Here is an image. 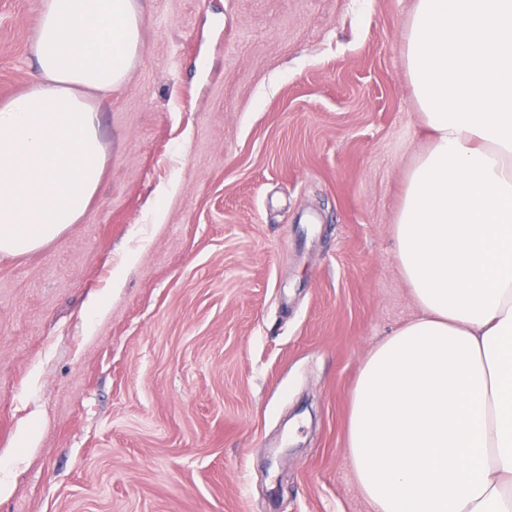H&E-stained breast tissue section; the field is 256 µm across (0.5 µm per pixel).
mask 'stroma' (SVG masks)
I'll use <instances>...</instances> for the list:
<instances>
[{"label":"stroma","instance_id":"obj_1","mask_svg":"<svg viewBox=\"0 0 512 512\" xmlns=\"http://www.w3.org/2000/svg\"><path fill=\"white\" fill-rule=\"evenodd\" d=\"M40 2L0 0V101ZM414 5L146 0L136 65L95 96L96 198L0 257V512H373L346 423L418 312L391 233L426 146Z\"/></svg>","mask_w":512,"mask_h":512}]
</instances>
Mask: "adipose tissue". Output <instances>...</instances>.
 Returning <instances> with one entry per match:
<instances>
[{
	"label": "adipose tissue",
	"mask_w": 512,
	"mask_h": 512,
	"mask_svg": "<svg viewBox=\"0 0 512 512\" xmlns=\"http://www.w3.org/2000/svg\"><path fill=\"white\" fill-rule=\"evenodd\" d=\"M143 23L140 0H41L36 71L0 101V254L89 208L91 95L124 84ZM405 61L429 142L392 234L422 314L365 359L348 457L374 512H512V0H415Z\"/></svg>",
	"instance_id": "adipose-tissue-1"
}]
</instances>
